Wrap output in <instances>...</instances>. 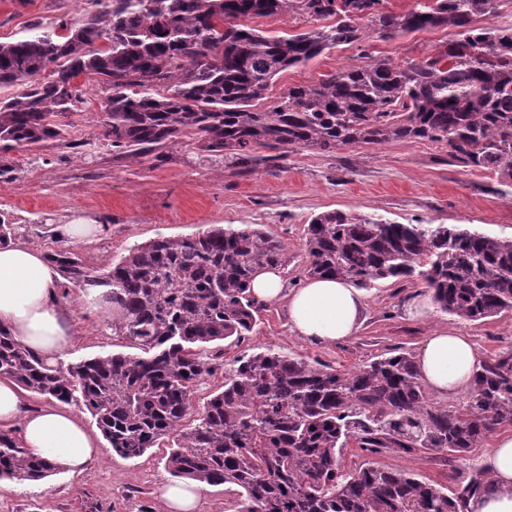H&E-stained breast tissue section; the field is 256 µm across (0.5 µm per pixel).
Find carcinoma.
<instances>
[{
    "label": "carcinoma",
    "mask_w": 512,
    "mask_h": 512,
    "mask_svg": "<svg viewBox=\"0 0 512 512\" xmlns=\"http://www.w3.org/2000/svg\"><path fill=\"white\" fill-rule=\"evenodd\" d=\"M80 23L38 24L0 42V177L6 153L66 140L83 102L81 74L101 86L104 137L142 152L186 139L242 172L271 160L258 150L332 153L356 145L445 142L467 168L512 183V26L474 27L497 0H423L404 14L384 0H90ZM296 14L334 19L287 36L244 24ZM455 37L420 60H373L288 89L262 108L275 77L370 29L382 40L424 29ZM306 274L358 288L414 275L439 308L469 320L512 312V237L446 224H398L333 210L306 230ZM283 243L258 228L209 225L157 238L100 273L70 250L47 258L69 284L98 291L116 330L139 355L111 354L67 369L47 366L0 327V378L61 402L75 398L111 448L141 456L178 433L171 477L235 487L230 512H470L495 488L478 468L452 492L403 469L348 465L343 449L446 452L479 446L512 425V356L484 363L454 409L429 398L412 354L349 371L271 349L237 360L191 427L196 383L249 335L262 308L258 270L285 263ZM55 471L12 433H0V481L38 482Z\"/></svg>",
    "instance_id": "cac0c4a2"
}]
</instances>
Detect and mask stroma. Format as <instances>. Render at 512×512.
<instances>
[{
  "label": "stroma",
  "mask_w": 512,
  "mask_h": 512,
  "mask_svg": "<svg viewBox=\"0 0 512 512\" xmlns=\"http://www.w3.org/2000/svg\"><path fill=\"white\" fill-rule=\"evenodd\" d=\"M90 8L89 0H0V41H13L38 22L80 21ZM453 36L450 28L389 40L368 34L362 45L338 46L280 73L268 95L275 100L289 87L359 65L366 52L396 62L421 58ZM75 83L84 90V102L65 143L9 153L16 173L13 179H0V214L15 224V243L47 253L74 248L90 269L100 272L129 248L158 237H184L210 224H257L285 245L288 263L280 272L295 288L307 279L306 226L326 211L512 236V185L493 171L464 167L450 156L447 144L404 141L329 154L297 150L242 174L226 167L223 157L201 153L186 142L142 155L114 151L103 136L99 86L81 76ZM77 219L103 229L75 246L49 231L50 225ZM62 290L59 301L71 317L73 341L60 364L127 352L104 309L81 288L67 283ZM425 291L417 278L376 282L364 291L366 313L358 334L334 346L295 336L286 304H266L249 336L224 343L212 375L194 392L195 409L221 390L224 370L236 358L268 348L345 371L393 351L418 354L432 332L455 329L471 337L482 360L512 355V314L471 321L435 308L424 318L408 319L403 304ZM98 445V457L83 472L59 469L39 482L1 481L0 512H163L160 490L171 481L164 467L166 448L128 459L106 440ZM492 446L488 436L480 447L457 457L427 449L409 454L388 450L374 460L452 489L469 480Z\"/></svg>",
  "instance_id": "obj_1"
}]
</instances>
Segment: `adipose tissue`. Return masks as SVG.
<instances>
[{
    "mask_svg": "<svg viewBox=\"0 0 512 512\" xmlns=\"http://www.w3.org/2000/svg\"><path fill=\"white\" fill-rule=\"evenodd\" d=\"M60 281L57 267L42 251L16 243L0 245V327L50 366L73 340L58 304ZM251 291L262 303L286 300L290 330L316 344L347 341L362 324L363 294L331 277L291 288L278 271L266 270L254 277ZM417 364L426 385L452 397L471 387L479 355L470 336L439 331L428 336ZM14 425L27 448L58 468L83 471L99 454L95 437L76 415L55 407L31 410L19 386L1 379L0 427ZM482 466L493 475L497 488L474 499L472 512H512V433L496 437Z\"/></svg>",
    "mask_w": 512,
    "mask_h": 512,
    "instance_id": "1",
    "label": "adipose tissue"
}]
</instances>
